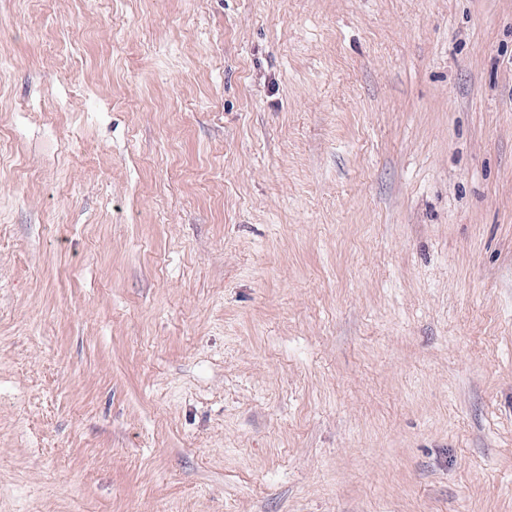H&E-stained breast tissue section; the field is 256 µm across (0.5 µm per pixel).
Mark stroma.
<instances>
[{"instance_id":"stroma-1","label":"stroma","mask_w":512,"mask_h":512,"mask_svg":"<svg viewBox=\"0 0 512 512\" xmlns=\"http://www.w3.org/2000/svg\"><path fill=\"white\" fill-rule=\"evenodd\" d=\"M0 512H512V0H0Z\"/></svg>"}]
</instances>
